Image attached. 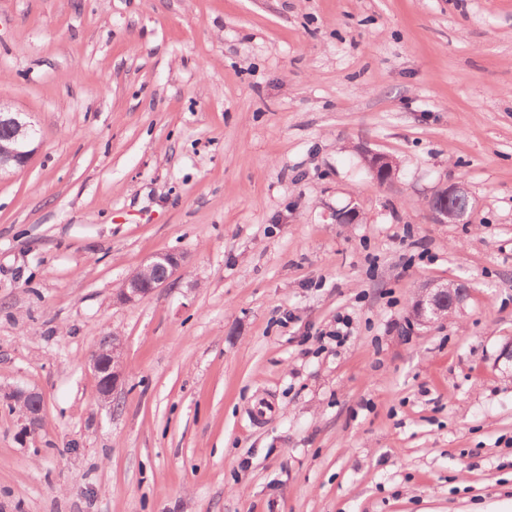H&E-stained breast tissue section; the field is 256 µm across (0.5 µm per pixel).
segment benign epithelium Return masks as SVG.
Segmentation results:
<instances>
[{
  "label": "benign epithelium",
  "instance_id": "obj_1",
  "mask_svg": "<svg viewBox=\"0 0 512 512\" xmlns=\"http://www.w3.org/2000/svg\"><path fill=\"white\" fill-rule=\"evenodd\" d=\"M40 143L37 141L34 125L29 121L28 113L14 112L0 102V175L21 169L29 164L38 153ZM363 160L373 177L385 183L393 175L391 159L381 153L363 151ZM466 200L471 209L459 207V202ZM434 218L441 223H465L476 209L477 200L472 197L467 185L453 182L437 189L428 202ZM182 266V257L166 251L153 258L147 269L151 275L140 273L129 275L123 286L116 290V301L121 304H134L167 284ZM463 289L455 284H434L426 288L414 305L415 315L424 323L432 322L437 316L457 307L463 301ZM89 366L97 381V393L104 404L112 402V395L122 384L123 362L122 344L119 337L113 335L100 344L89 356ZM14 406L20 408L22 418L28 427L36 430L44 420V398L35 390L14 389L6 394Z\"/></svg>",
  "mask_w": 512,
  "mask_h": 512
}]
</instances>
